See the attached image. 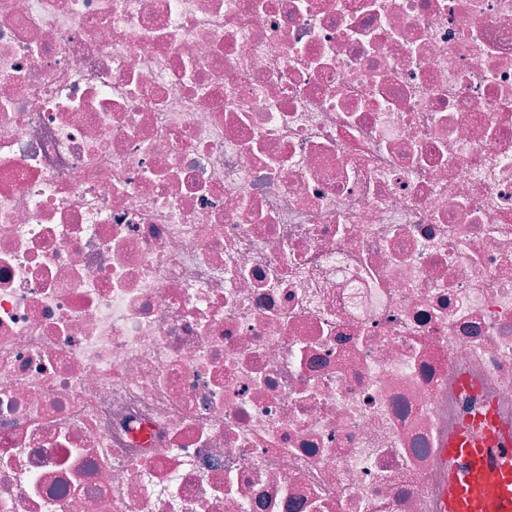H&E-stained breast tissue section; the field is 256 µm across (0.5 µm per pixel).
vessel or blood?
Returning a JSON list of instances; mask_svg holds the SVG:
<instances>
[{
    "instance_id": "1",
    "label": "vessel or blood",
    "mask_w": 512,
    "mask_h": 512,
    "mask_svg": "<svg viewBox=\"0 0 512 512\" xmlns=\"http://www.w3.org/2000/svg\"><path fill=\"white\" fill-rule=\"evenodd\" d=\"M441 459L448 467L443 512H512V429L492 405L463 421Z\"/></svg>"
}]
</instances>
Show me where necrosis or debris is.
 Listing matches in <instances>:
<instances>
[{
  "instance_id": "1",
  "label": "necrosis or debris",
  "mask_w": 512,
  "mask_h": 512,
  "mask_svg": "<svg viewBox=\"0 0 512 512\" xmlns=\"http://www.w3.org/2000/svg\"><path fill=\"white\" fill-rule=\"evenodd\" d=\"M485 403L512 0H0V512H442Z\"/></svg>"
}]
</instances>
